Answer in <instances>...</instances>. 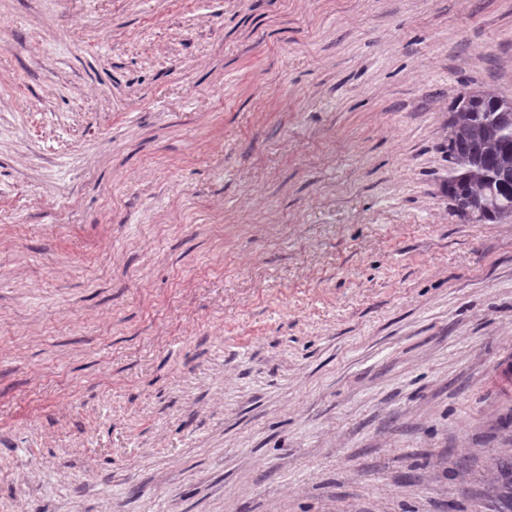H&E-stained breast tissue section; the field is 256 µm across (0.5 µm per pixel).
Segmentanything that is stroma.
I'll list each match as a JSON object with an SVG mask.
<instances>
[{
    "instance_id": "obj_1",
    "label": "stroma",
    "mask_w": 512,
    "mask_h": 512,
    "mask_svg": "<svg viewBox=\"0 0 512 512\" xmlns=\"http://www.w3.org/2000/svg\"><path fill=\"white\" fill-rule=\"evenodd\" d=\"M472 90L512 0H0V512H495Z\"/></svg>"
}]
</instances>
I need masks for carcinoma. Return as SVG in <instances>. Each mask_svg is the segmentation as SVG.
<instances>
[{
    "label": "carcinoma",
    "mask_w": 512,
    "mask_h": 512,
    "mask_svg": "<svg viewBox=\"0 0 512 512\" xmlns=\"http://www.w3.org/2000/svg\"><path fill=\"white\" fill-rule=\"evenodd\" d=\"M512 102L497 95L472 101L459 95L449 110L448 144L454 193L487 207L485 223L512 216ZM497 512H512V457L499 461L498 475L487 488Z\"/></svg>",
    "instance_id": "cac0c4a2"
}]
</instances>
